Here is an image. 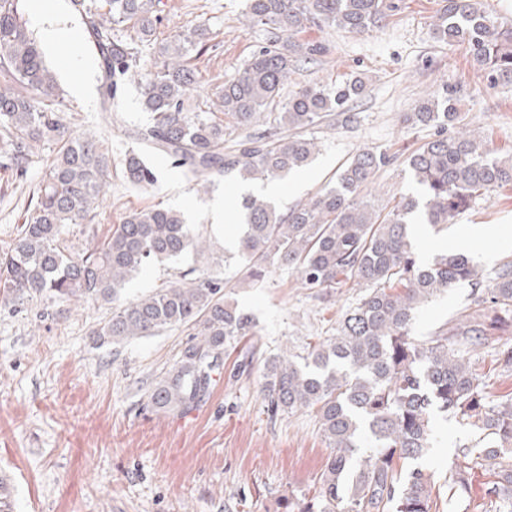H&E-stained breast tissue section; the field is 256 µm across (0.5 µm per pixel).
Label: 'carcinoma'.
<instances>
[{
	"label": "carcinoma",
	"mask_w": 512,
	"mask_h": 512,
	"mask_svg": "<svg viewBox=\"0 0 512 512\" xmlns=\"http://www.w3.org/2000/svg\"><path fill=\"white\" fill-rule=\"evenodd\" d=\"M22 0H0V154L24 172L35 145L57 152L28 209L27 223L0 249V296L22 305L100 300L112 316L93 335L101 343L153 336L172 328L193 330L172 366L147 392V407L185 414L209 395L224 370V355L255 335L251 316L225 292L221 266L244 265L253 277L271 267L295 273L301 287L324 299L332 289H363L336 321L330 336L305 356L286 350L266 358L262 395L272 415L308 409L332 453L311 497L290 495L285 512H432L430 472L421 460L438 417L476 432L455 452L448 490L466 488L473 471L496 477L487 489L490 508L512 512V394L494 402L484 376L459 351L477 348L496 331L512 329V260L491 277L461 255L420 261L415 225L448 224L495 187L512 185V154L501 157L463 127L448 92L433 93L403 122L433 127L430 140L406 159L419 186L385 212L370 186L384 152L363 149L336 172V181L283 213L264 194L240 203L245 229L237 250L206 267L180 272L160 288L134 298L121 291L155 263L210 255L196 224L155 205L126 215L98 239V203L111 159L94 134L77 135L61 115L64 98L23 19ZM161 0H70L97 54L99 109L120 119L126 85L140 88L148 122L129 133L123 176L136 186L157 182L145 154L167 157L198 191L220 178L248 185L282 178L320 152L314 135L351 123L350 104L366 83L354 77L334 87L306 84L280 97L301 58L317 51L293 40L307 26L364 34L386 18V0H247L245 24L265 33L245 64L224 77L216 98L186 105L200 83L190 52L208 30L196 26L154 45ZM436 38L467 46L490 82L512 84V28L491 19L480 0H444ZM85 236L74 249L70 231ZM460 282L479 291L475 308L451 326L419 340L413 323L421 307ZM492 363L512 370V347L494 351ZM14 487L0 477V512H14Z\"/></svg>",
	"instance_id": "1"
}]
</instances>
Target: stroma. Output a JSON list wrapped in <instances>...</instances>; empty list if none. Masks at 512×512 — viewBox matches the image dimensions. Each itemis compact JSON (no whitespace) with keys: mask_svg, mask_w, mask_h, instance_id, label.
<instances>
[{"mask_svg":"<svg viewBox=\"0 0 512 512\" xmlns=\"http://www.w3.org/2000/svg\"><path fill=\"white\" fill-rule=\"evenodd\" d=\"M392 9L377 30L354 35L337 28L310 27L298 41L317 45L301 59L290 86L334 84L351 75L367 77V92L353 106L358 119L337 122L320 133L321 150L300 174L279 181L272 199L287 209L312 196L357 150L391 156L375 175L378 207L417 194L405 157L432 138L433 128L404 124L429 93L449 89L469 131L498 153L512 152V84L489 85L464 47L440 42L434 25L442 0H389ZM52 21L80 33L83 24L68 0H53ZM245 0H161L157 40L203 24L210 37L193 63L201 74L196 97H210L226 74L241 66L263 41L258 29L241 24ZM43 60L64 90L63 117L74 133L101 136L112 160L106 194L98 212L106 235L129 212L155 204L176 208L188 222L204 225L219 240L238 235L237 219L213 223L211 204L242 200L249 188L231 179L195 191L180 170L157 158L149 163L157 182L130 184L122 173L129 146L123 128L107 125L98 95L74 97L69 65L87 67L98 84L96 52L82 37L78 45L42 44ZM54 158L50 146L35 152L25 173L0 164V249L24 224L33 193ZM427 259L456 250L469 238L466 255L484 273L512 257V187L495 188L454 218L447 229L422 227ZM239 307L257 324L258 344L241 341L224 358V373L209 397L187 414L146 409L149 386L174 363L187 342L186 328L164 330L117 345L98 346L92 332L109 317L101 301L51 307L30 301L14 311L0 300V473L15 486V512H283L289 495L311 493L331 454L313 412L269 418L259 393L265 358L282 348L302 352L329 335L359 289L336 290L326 300L300 288L291 271L267 272L263 286L240 278L236 266L224 271ZM474 296L460 283L420 310L415 336L430 335L471 306ZM471 432L455 420H437L425 459L433 472L439 512H484L492 472L477 470L466 490L449 494L443 466Z\"/></svg>","mask_w":512,"mask_h":512,"instance_id":"obj_1","label":"stroma"}]
</instances>
